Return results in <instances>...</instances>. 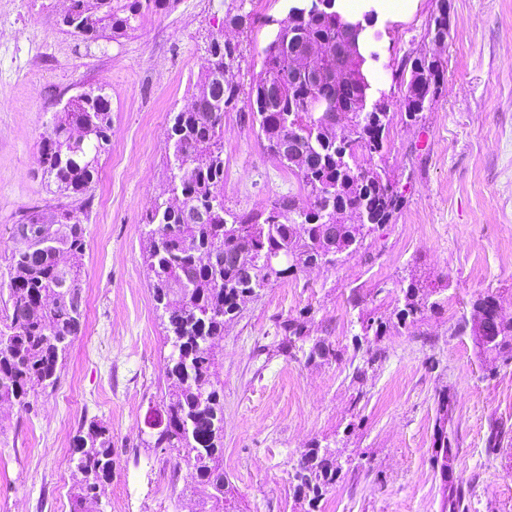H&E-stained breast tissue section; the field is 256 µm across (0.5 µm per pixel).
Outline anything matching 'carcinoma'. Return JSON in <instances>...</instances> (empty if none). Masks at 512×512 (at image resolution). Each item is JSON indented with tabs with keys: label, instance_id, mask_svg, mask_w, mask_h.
I'll list each match as a JSON object with an SVG mask.
<instances>
[{
	"label": "carcinoma",
	"instance_id": "carcinoma-1",
	"mask_svg": "<svg viewBox=\"0 0 512 512\" xmlns=\"http://www.w3.org/2000/svg\"><path fill=\"white\" fill-rule=\"evenodd\" d=\"M336 0H293L286 19L280 22L266 49L264 72L249 93L247 108L274 150L287 137L296 139L306 153L305 166L292 156L277 155L282 166L293 171L307 191L306 202L284 196L271 208L238 215L224 207V112L236 105L238 87L219 81L209 71L194 96L197 109L174 113L167 140L173 148L167 162L171 192L182 203L209 211L207 220L190 224L183 211L165 202L154 203L146 227L144 267L153 290L156 309L163 311L165 395L168 402L154 411L147 425L155 448H170L196 473L194 491L203 501L224 500V382L215 377L214 342L224 336V324L234 319L246 295L259 296L262 289L296 276L315 263L330 269L357 255L369 236L391 223L403 203L397 183L384 170L365 169L360 155H383L390 136L393 113L375 112L364 125L349 130L337 126L347 121L361 99L372 98V84L364 65L377 53L361 52L356 32L353 44L357 77L351 82L311 85L297 77L286 92L273 100L267 87L289 68L290 51L297 46L324 50L336 64V50L343 33L333 10ZM175 0H69L67 15L78 20L71 33L85 40L117 39L138 29L143 21L165 12ZM209 53L220 70L239 64L236 48L214 39ZM410 69L404 96V114L416 124L427 104L428 89L438 92L442 62L419 55L402 62ZM336 99L343 109L328 121L322 112L307 111L317 94ZM81 125L88 130L75 147L62 146L64 133ZM112 136V108L103 88L89 90L85 103L56 113L51 132L41 141L39 163L59 191L82 195L98 179L101 156L108 152ZM90 199L71 209L65 204L49 210L24 211L12 227L14 243L28 242L26 250L13 248L7 272L0 275V405L31 409L30 397L56 386L69 348L81 332L83 310L73 304L72 294L61 288L69 277L82 295L79 257L85 249L80 210ZM50 225L54 237L36 246L33 230ZM212 249L235 255L232 260L203 263ZM294 262L284 272L276 265L284 256ZM425 285L416 277L400 284L401 296L390 316L360 317L356 345L371 344L387 328L405 327L421 319L439 303L429 301ZM496 295L478 294L470 302L472 320L462 319L454 332L470 333L481 355L512 359V318L494 315ZM275 348L290 359L306 361L337 357L324 338H310L306 321L287 317L275 322ZM435 469L452 468L453 441L448 433V395L438 400ZM331 443L316 441L302 454L291 474L294 495L317 502L328 488L345 476L336 464ZM71 463L82 479L71 512L96 498L95 485L112 476V436L92 419L82 424L75 437ZM443 509L465 512L462 488L452 475L444 477Z\"/></svg>",
	"mask_w": 512,
	"mask_h": 512
}]
</instances>
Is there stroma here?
<instances>
[{"label":"stroma","instance_id":"1","mask_svg":"<svg viewBox=\"0 0 512 512\" xmlns=\"http://www.w3.org/2000/svg\"><path fill=\"white\" fill-rule=\"evenodd\" d=\"M291 0H177L116 40L85 41L62 23L59 0H0V272L12 226L32 206L64 202L38 162L41 141L67 100L103 88L112 139L83 218V326L53 389L31 411L0 407V512H70L80 475L69 463L83 420L112 435L116 465L102 484L107 512H218L193 493V471L174 451L149 448L145 419L162 404L164 329L145 276V223L168 199L171 115L188 107L221 36L237 44L229 78L240 102L224 114V206L302 201L295 174L265 148L243 101L263 70L264 49ZM438 0H417L399 19L367 29L373 71L395 117L387 151L365 156L405 188L391 224L333 269H314L262 290L224 327L215 371L224 383V478L237 512H308L290 475L314 441L335 443L348 471L319 512H442L443 483L430 465L438 397H454V479L467 512H512V365L478 355L453 327L469 299L490 290L512 316V0H448L449 34L436 44ZM246 14L244 30L226 17ZM441 57L442 91L417 124L398 112L403 59ZM439 289L438 309L388 329L355 401L362 363L359 316L392 312L399 281ZM358 290L362 301L347 298ZM307 313L335 358L306 362L275 353V320ZM503 428L497 450L488 439Z\"/></svg>","mask_w":512,"mask_h":512}]
</instances>
